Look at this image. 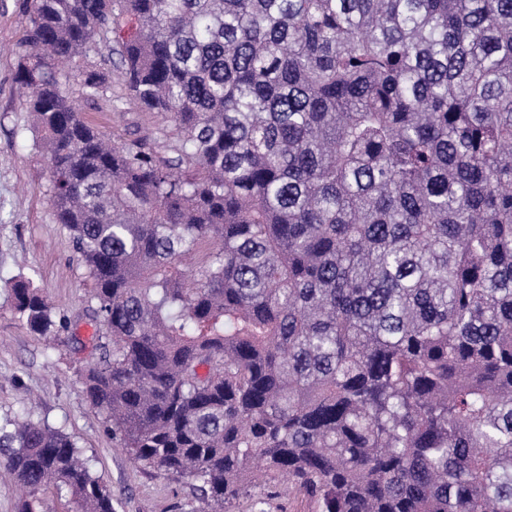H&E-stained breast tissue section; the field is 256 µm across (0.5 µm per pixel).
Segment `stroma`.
I'll return each mask as SVG.
<instances>
[{
    "label": "stroma",
    "instance_id": "stroma-1",
    "mask_svg": "<svg viewBox=\"0 0 512 512\" xmlns=\"http://www.w3.org/2000/svg\"><path fill=\"white\" fill-rule=\"evenodd\" d=\"M26 25L15 0L0 6V419L29 411L71 437L112 490L116 512H196L189 482L133 466L89 404L75 360L87 359L64 342L30 333L12 314L9 288L19 272L33 273L49 301L89 338L91 283L77 263L65 228L48 203V173L26 130L29 115L14 84V44ZM104 133H150L148 114L108 102L80 105ZM231 512H314L303 495L270 493L236 500Z\"/></svg>",
    "mask_w": 512,
    "mask_h": 512
}]
</instances>
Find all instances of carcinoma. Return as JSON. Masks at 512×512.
<instances>
[{
    "label": "carcinoma",
    "instance_id": "carcinoma-1",
    "mask_svg": "<svg viewBox=\"0 0 512 512\" xmlns=\"http://www.w3.org/2000/svg\"><path fill=\"white\" fill-rule=\"evenodd\" d=\"M14 81L92 280L86 396L200 512H512V0H17ZM111 44L124 93L97 60ZM109 98L167 124L107 138ZM18 512H115L59 428L0 422ZM229 510L231 512H314L313 505L295 491L288 492V496L279 497L272 492L263 495L259 490L251 496L236 500Z\"/></svg>",
    "mask_w": 512,
    "mask_h": 512
}]
</instances>
